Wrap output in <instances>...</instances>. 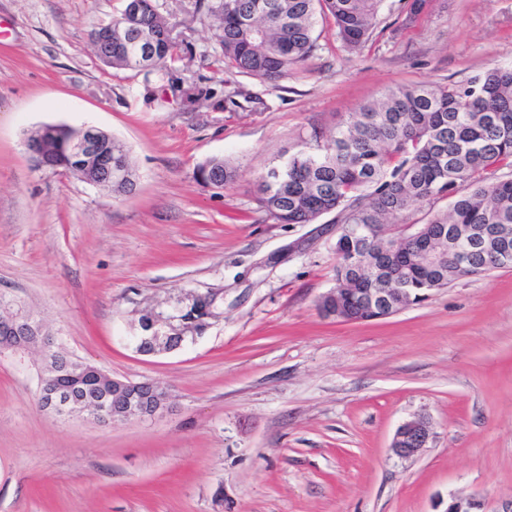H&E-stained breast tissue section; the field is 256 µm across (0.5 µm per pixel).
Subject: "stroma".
<instances>
[{
  "mask_svg": "<svg viewBox=\"0 0 512 512\" xmlns=\"http://www.w3.org/2000/svg\"><path fill=\"white\" fill-rule=\"evenodd\" d=\"M188 50L152 71L105 66L90 32L123 0H0V294L73 357L167 387L169 408L102 426L36 402L38 356L0 355V512H437L456 495L512 501V269L468 277L390 317H324L333 215L278 224L258 208L269 168L405 83L466 82L512 65V0H383L351 52L331 19L303 74L225 71L210 0H155ZM235 97L239 107L226 109ZM93 124L138 175L116 197L39 168L43 124ZM237 169L221 189L200 166ZM209 316L183 348L128 338L140 317ZM433 439L401 459L398 427ZM432 437L429 421L423 418L410 420L397 429L392 448L400 457H412L426 448Z\"/></svg>",
  "mask_w": 512,
  "mask_h": 512,
  "instance_id": "stroma-1",
  "label": "stroma"
}]
</instances>
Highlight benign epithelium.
<instances>
[{"label":"benign epithelium","mask_w":512,"mask_h":512,"mask_svg":"<svg viewBox=\"0 0 512 512\" xmlns=\"http://www.w3.org/2000/svg\"><path fill=\"white\" fill-rule=\"evenodd\" d=\"M95 50H112V24L100 26L92 33ZM107 132L88 124H46L31 131L25 145L37 167L51 165L44 146L56 140L64 146L63 156L56 167L66 171L85 172V181L94 186L120 184L130 180L127 166L118 154L104 146ZM362 297L371 318L388 317L405 308L407 289L369 288ZM186 327H177L170 319H161L150 313L139 320L138 332L133 337L135 349L143 355L171 352L186 341ZM39 348L43 370L40 374L37 403L40 408L59 417L89 413L97 422L108 424L152 417L165 409L167 389L158 381H131L116 378L102 369L78 361L74 357L61 359L62 347L57 339L44 331L43 326L23 308L0 314V351L24 352ZM64 366H73L91 375V389L80 393L64 390L56 385V377ZM433 437L429 421L418 418L403 423L396 431L392 448L400 457H412L427 447ZM444 512H486L483 503L475 498L452 496Z\"/></svg>","instance_id":"7a95c632"}]
</instances>
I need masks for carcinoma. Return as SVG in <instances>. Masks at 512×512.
<instances>
[{"label":"carcinoma","instance_id":"1","mask_svg":"<svg viewBox=\"0 0 512 512\" xmlns=\"http://www.w3.org/2000/svg\"><path fill=\"white\" fill-rule=\"evenodd\" d=\"M382 0H213L224 69L276 84L301 70L317 50V16L333 19L351 50L379 24ZM138 15L112 19L106 66L151 70L175 59L174 27L153 0ZM512 66L493 67L464 84H407L347 115L336 133L300 151L278 176L259 184L262 211L278 224H311L335 214L362 224L355 238H336L335 280L343 307L365 317L353 288H407L410 304L472 275L503 267L512 248ZM236 178L222 157L200 172ZM450 200L411 235L390 236L421 204Z\"/></svg>","mask_w":512,"mask_h":512}]
</instances>
